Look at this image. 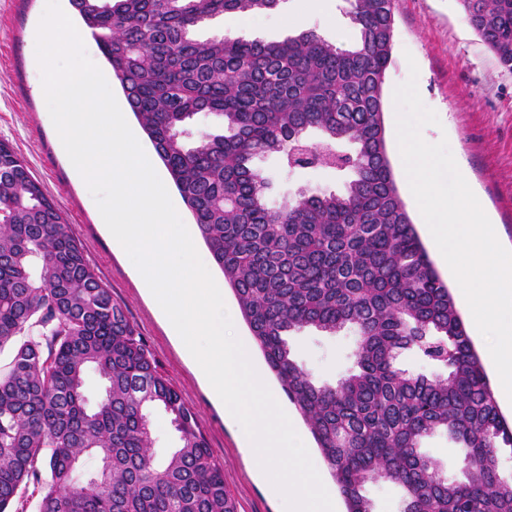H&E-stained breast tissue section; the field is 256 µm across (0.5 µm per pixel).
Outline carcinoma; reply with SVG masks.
<instances>
[{"label":"carcinoma","mask_w":512,"mask_h":512,"mask_svg":"<svg viewBox=\"0 0 512 512\" xmlns=\"http://www.w3.org/2000/svg\"><path fill=\"white\" fill-rule=\"evenodd\" d=\"M280 0H69L224 272L240 313L303 415L346 512H373L369 483L401 492L400 512H512V449L447 283L400 198L387 153L383 85L392 0H346L347 47L314 31L282 42L200 40L228 13ZM469 25L512 73V0H459ZM206 112L223 133H195ZM316 130L322 139L311 142ZM349 143L353 150L340 145ZM347 174L339 193L279 205L255 157ZM355 332V368L319 384L287 336ZM0 512H237L196 414L159 372L124 307L85 257L71 224L15 148L0 141ZM413 352L440 373L396 366ZM102 389H84L88 370ZM177 447L152 452V417ZM445 432L463 481L422 450ZM99 467L80 472L85 457Z\"/></svg>","instance_id":"1"}]
</instances>
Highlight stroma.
<instances>
[{
	"label": "stroma",
	"mask_w": 512,
	"mask_h": 512,
	"mask_svg": "<svg viewBox=\"0 0 512 512\" xmlns=\"http://www.w3.org/2000/svg\"><path fill=\"white\" fill-rule=\"evenodd\" d=\"M46 0H0V140L27 161L44 191L71 224L91 266L110 287L153 353L158 368L196 414L217 463L224 488L238 512H281L268 483L251 469L241 435L230 425L172 338L165 320L142 288L128 255L102 226V216L85 182L77 179L53 127L32 57V31ZM343 0H328L326 13H305V0H280L277 8L252 14L249 25L231 27L230 17L210 20L198 38L227 35L265 42L315 31L347 45L355 30L342 12ZM392 62L384 91L392 93L417 64V87L438 124L422 128L431 144L447 141L464 166L468 184L499 226L504 246L512 248V74L468 24L459 0H394ZM271 183L270 199L300 193L341 191L344 178L321 167L289 168L276 154L254 158ZM295 359L320 382L336 383L354 367L353 332L329 335L305 329L288 338Z\"/></svg>",
	"instance_id": "obj_1"
}]
</instances>
